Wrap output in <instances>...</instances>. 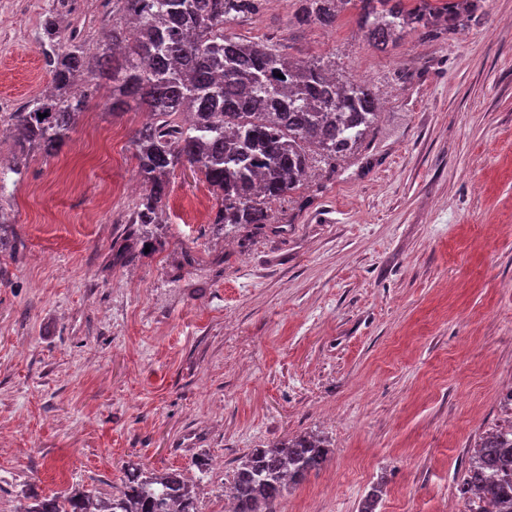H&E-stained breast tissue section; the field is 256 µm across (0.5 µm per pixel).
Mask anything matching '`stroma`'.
Instances as JSON below:
<instances>
[{"label": "stroma", "instance_id": "1", "mask_svg": "<svg viewBox=\"0 0 512 512\" xmlns=\"http://www.w3.org/2000/svg\"><path fill=\"white\" fill-rule=\"evenodd\" d=\"M468 28L376 49L346 7L302 25L267 0L230 31L330 61L369 85L377 123L271 205L263 231L218 233L219 201L176 167L161 243L120 267L112 243L139 194L144 109L101 85L57 152L19 154L0 254V512L28 489L109 496L127 462L195 484L227 512L252 449L328 438L325 467L277 512H449L479 435L512 419V0H456ZM53 0H0V115L43 91ZM208 458L206 472L195 466Z\"/></svg>", "mask_w": 512, "mask_h": 512}]
</instances>
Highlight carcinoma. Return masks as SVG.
<instances>
[{
  "label": "carcinoma",
  "instance_id": "1",
  "mask_svg": "<svg viewBox=\"0 0 512 512\" xmlns=\"http://www.w3.org/2000/svg\"><path fill=\"white\" fill-rule=\"evenodd\" d=\"M259 2L112 0V23L93 53L84 26L50 9L40 44L51 87L9 116L21 152L62 146L104 79L112 111L134 101L152 116L135 137L139 175L148 187L128 219L136 243H160L169 174L186 163L220 200L214 225L263 228L272 202L304 185L314 155L331 162L365 139L379 105L366 83L337 78L321 59L294 61L267 40L227 32L228 23L255 14ZM300 2L297 22L321 27L336 24L338 5H354L367 39L382 49L411 26L437 37L470 22L454 0ZM332 454L315 434L252 449L229 487L235 512H276L274 503ZM458 488L493 512H512V425L479 439ZM28 498L25 512H199L194 483L183 473H155L141 463L126 466L121 487L109 497L78 487L51 496L31 489Z\"/></svg>",
  "mask_w": 512,
  "mask_h": 512
}]
</instances>
